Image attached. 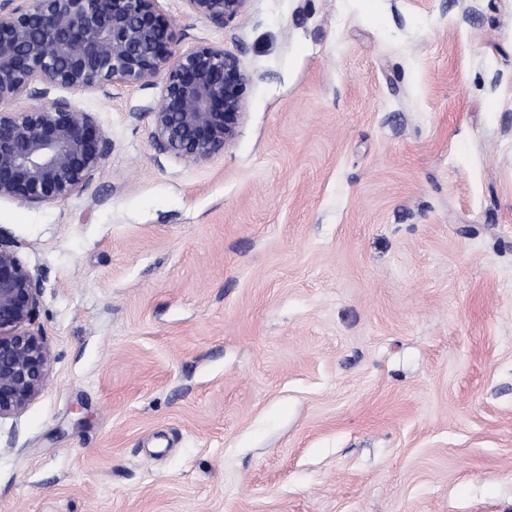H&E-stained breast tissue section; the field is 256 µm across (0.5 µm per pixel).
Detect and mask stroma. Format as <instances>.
Wrapping results in <instances>:
<instances>
[{
    "mask_svg": "<svg viewBox=\"0 0 512 512\" xmlns=\"http://www.w3.org/2000/svg\"><path fill=\"white\" fill-rule=\"evenodd\" d=\"M158 8L244 116L195 162L160 88L49 91L112 151L0 199L50 354L0 512H512V0ZM248 0H184L188 11L210 22L225 26L244 10Z\"/></svg>",
    "mask_w": 512,
    "mask_h": 512,
    "instance_id": "35a3bbf8",
    "label": "stroma"
}]
</instances>
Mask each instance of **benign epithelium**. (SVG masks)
I'll return each mask as SVG.
<instances>
[{
  "instance_id": "1",
  "label": "benign epithelium",
  "mask_w": 512,
  "mask_h": 512,
  "mask_svg": "<svg viewBox=\"0 0 512 512\" xmlns=\"http://www.w3.org/2000/svg\"><path fill=\"white\" fill-rule=\"evenodd\" d=\"M158 0H0V199L60 203L92 189L112 140L91 112L66 99L16 111L51 88L108 92L161 86L151 138L176 157L206 162L236 138L247 77L224 47L178 53ZM224 26L247 0H184ZM41 279L0 232V418L20 413L43 390L49 352L30 329Z\"/></svg>"
}]
</instances>
